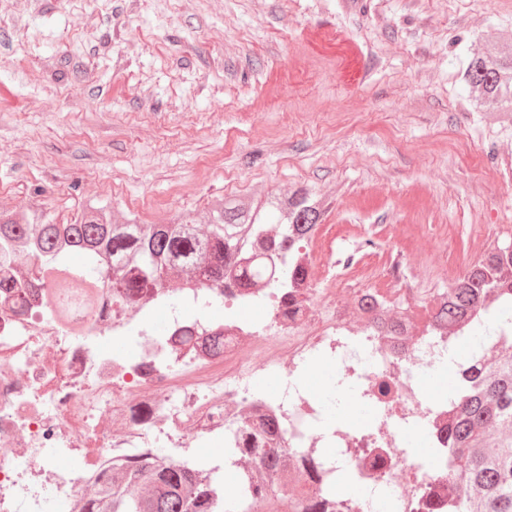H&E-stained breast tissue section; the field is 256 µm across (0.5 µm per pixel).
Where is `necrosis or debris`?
<instances>
[{
  "instance_id": "obj_1",
  "label": "necrosis or debris",
  "mask_w": 512,
  "mask_h": 512,
  "mask_svg": "<svg viewBox=\"0 0 512 512\" xmlns=\"http://www.w3.org/2000/svg\"><path fill=\"white\" fill-rule=\"evenodd\" d=\"M347 285L335 275L325 287L300 289L293 311L275 289L228 288L220 322L207 319L203 289L120 308L107 280L64 268L45 269L33 288H1L0 512H52L90 491L113 460L196 448L228 427L239 447H251L264 419L276 422L291 453L318 458L332 484L351 473L365 492L353 512L379 498L389 512H427L426 500L448 496L454 406L422 380L464 337L437 319L428 331L390 323L373 308L372 288L357 289L363 317L351 319L337 311ZM188 305L198 308L195 319L183 316ZM244 306L264 308L266 319L241 321ZM162 308L168 328L160 335L149 320ZM109 337L129 339L133 354L108 353ZM326 363L369 402L375 429L325 418L322 394L292 384ZM272 373L279 390H258ZM411 428L425 433L427 453L408 451Z\"/></svg>"
}]
</instances>
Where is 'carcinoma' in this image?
Masks as SVG:
<instances>
[{
  "instance_id": "obj_1",
  "label": "carcinoma",
  "mask_w": 512,
  "mask_h": 512,
  "mask_svg": "<svg viewBox=\"0 0 512 512\" xmlns=\"http://www.w3.org/2000/svg\"><path fill=\"white\" fill-rule=\"evenodd\" d=\"M465 80L481 95L512 112V44H490L474 54ZM320 200L307 188L285 197L250 201L220 199L211 205L206 230L190 218L171 224H139L110 209L90 207L74 222L58 225L46 218L0 214V261L23 255L27 267L18 287L39 281L44 266H66L74 255L85 271L117 289L115 302L131 306L136 298L167 288L194 284L215 291L250 288L264 278L267 262H278L274 287L293 302L308 287L300 248L321 222ZM512 254L497 247L478 267L447 289L448 325L461 326L479 304L512 306ZM478 369L457 383L448 424L447 512H512V335L484 346ZM250 454L262 471L242 470L233 499L224 498L220 467L200 458L174 461L141 451L112 463L92 492L74 504L75 512H251L266 503L268 512H340L324 493L325 475L313 457L301 458L272 442L265 448L228 443L224 467Z\"/></svg>"
}]
</instances>
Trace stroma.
I'll return each mask as SVG.
<instances>
[{
	"mask_svg": "<svg viewBox=\"0 0 512 512\" xmlns=\"http://www.w3.org/2000/svg\"><path fill=\"white\" fill-rule=\"evenodd\" d=\"M496 42L512 0H9L0 212L201 221L305 186L313 283L332 260L383 290L399 262L423 327L442 270L512 243V114L463 79Z\"/></svg>",
	"mask_w": 512,
	"mask_h": 512,
	"instance_id": "35a3bbf8",
	"label": "stroma"
}]
</instances>
